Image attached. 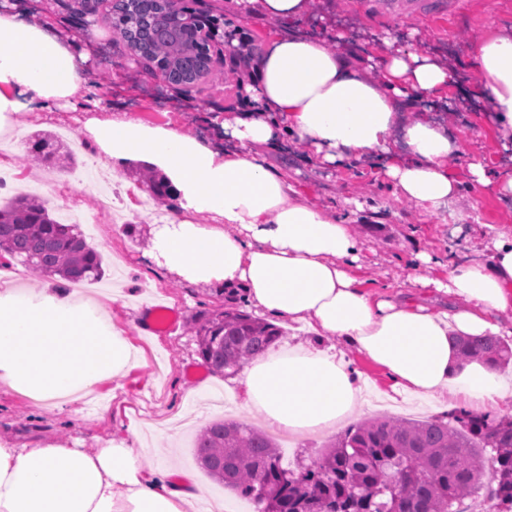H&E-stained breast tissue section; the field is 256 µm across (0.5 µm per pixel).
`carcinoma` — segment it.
Returning a JSON list of instances; mask_svg holds the SVG:
<instances>
[{
	"label": "carcinoma",
	"instance_id": "obj_1",
	"mask_svg": "<svg viewBox=\"0 0 512 512\" xmlns=\"http://www.w3.org/2000/svg\"><path fill=\"white\" fill-rule=\"evenodd\" d=\"M183 11L178 0H122L112 28L139 58L165 65L175 82L192 85L211 73L194 21L155 32L159 19ZM31 153L44 165L76 167L57 137L35 133ZM70 284L103 273L100 253L78 224H62L45 203L19 194L0 204V256ZM198 353L214 374H236L282 337L278 326L226 309L198 325ZM465 360L499 366L512 349L496 336L458 341ZM197 461L216 482L252 501L256 512H459L455 505L486 491L489 512H512V421L470 411L411 421L382 417L353 425L296 473L285 468L264 431L224 419L197 437Z\"/></svg>",
	"mask_w": 512,
	"mask_h": 512
}]
</instances>
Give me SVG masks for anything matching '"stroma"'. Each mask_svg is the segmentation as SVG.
<instances>
[{
	"label": "stroma",
	"mask_w": 512,
	"mask_h": 512,
	"mask_svg": "<svg viewBox=\"0 0 512 512\" xmlns=\"http://www.w3.org/2000/svg\"><path fill=\"white\" fill-rule=\"evenodd\" d=\"M181 5L206 12L217 19L219 30L209 43L212 74L179 91L152 80L113 30L108 16L112 0H34L22 6V15L48 25L63 41L75 43L85 55L90 90L80 111L56 109L19 115L16 134L0 142L15 176L0 195L14 194L28 185L52 208L74 204L89 221L88 240L103 256L101 280L84 284L81 293L94 297L105 308L112 324L122 329L139 351L140 360L117 382H104L90 400L76 407L49 412L35 407L21 393L0 385V438L17 444L59 443L91 449L102 440L121 436L143 448L149 470L168 469L187 473L201 490L205 503L223 501L229 512H255L251 501L214 482L196 462L195 433L219 418L248 422L258 428L266 423L260 414H245L230 390L227 378L205 369L190 326L210 316L224 303L223 295L168 273L143 258L150 231L161 210L140 209L148 195L141 169L127 167L112 172L105 158L88 143L83 129L87 112H130L150 126H172L184 133L226 145L223 129L215 118H234L245 106L244 84L218 80L217 72L230 65L227 41L247 37L253 49L267 42L278 21H259L248 16L236 0H180ZM442 17L418 20L408 16L388 20L363 12L358 0H312V8L291 30L310 34L341 48L368 54L383 36L394 38L397 47L424 51L448 60L460 73L445 97L425 101L435 120L447 124L461 140L462 152L453 165L463 178L461 195L444 216H432L400 203L384 173L382 162L323 167L308 146L289 142L272 151L270 160L292 178L312 202L331 212L365 243L364 257L354 275L369 293L402 287L419 253L438 256L432 276L445 278L442 260L487 257L491 244L489 227L512 230V197L499 198L490 188L467 184L468 166L480 161L490 172L512 170V154L505 152L492 127L490 103L485 91L470 79L476 47L487 35L512 30V0H464L462 6L439 0ZM91 21L90 36H83V21ZM36 131L63 132L77 149L78 167L57 173L43 183V169L32 158L26 137ZM110 176L118 193L133 191L120 213L124 225H116L98 211L102 176ZM163 306L177 315L173 328L144 332L147 309ZM366 385L365 405L354 422L377 416L428 420L447 414L441 402L411 396L386 398L388 379L382 369L361 354L346 350ZM337 432L293 435L276 432L285 462L296 470L324 453Z\"/></svg>",
	"instance_id": "stroma-1"
}]
</instances>
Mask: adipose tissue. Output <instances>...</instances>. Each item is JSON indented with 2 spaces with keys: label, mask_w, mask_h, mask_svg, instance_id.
I'll list each match as a JSON object with an SVG mask.
<instances>
[{
  "label": "adipose tissue",
  "mask_w": 512,
  "mask_h": 512,
  "mask_svg": "<svg viewBox=\"0 0 512 512\" xmlns=\"http://www.w3.org/2000/svg\"><path fill=\"white\" fill-rule=\"evenodd\" d=\"M79 59L48 26L1 10L0 136L19 113L72 105L87 85ZM377 59L372 67L327 42L276 31L251 64L252 107L221 123L236 141L230 150L126 112L89 117L84 129L113 169L139 161L164 173L179 209L153 226L146 255L158 266L193 284L243 290L263 313L352 347L385 371L391 393L500 410L512 375L462 360L454 339L500 334L499 316L512 310V233L495 232L487 258L448 260L443 280L421 254L405 287L373 295L352 273L362 239L268 161L289 140L327 163L383 155L398 199L445 213L461 190L450 169L461 144L414 105L447 91L455 70L390 45ZM472 77L488 93L502 146L512 145V34L479 42ZM137 359L93 300L0 294V384L37 406L77 403L124 378ZM234 384L246 412L292 434L349 424L364 402L351 360L319 348L260 356ZM199 500L190 483L145 469L124 438L91 451L0 441V512H198Z\"/></svg>",
  "instance_id": "ef3b65f1"
}]
</instances>
